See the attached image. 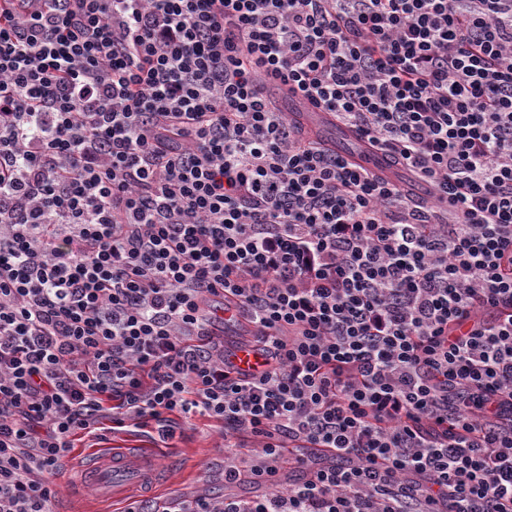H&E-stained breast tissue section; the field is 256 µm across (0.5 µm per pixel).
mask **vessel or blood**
<instances>
[{
    "instance_id": "vessel-or-blood-1",
    "label": "vessel or blood",
    "mask_w": 512,
    "mask_h": 512,
    "mask_svg": "<svg viewBox=\"0 0 512 512\" xmlns=\"http://www.w3.org/2000/svg\"><path fill=\"white\" fill-rule=\"evenodd\" d=\"M280 100L293 117L315 132L324 134L336 123L334 116L302 96L281 91ZM87 491L119 498L126 489L154 481L161 467L139 448H114L108 453H91L82 462Z\"/></svg>"
}]
</instances>
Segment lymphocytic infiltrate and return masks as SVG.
I'll return each mask as SVG.
<instances>
[{"label":"lymphocytic infiltrate","instance_id":"obj_1","mask_svg":"<svg viewBox=\"0 0 512 512\" xmlns=\"http://www.w3.org/2000/svg\"><path fill=\"white\" fill-rule=\"evenodd\" d=\"M196 415L267 490L161 512H512V0H0V512ZM268 86L280 91L279 99L286 107V112H292L290 116L295 117L306 127L318 132L319 137H322L335 125L340 132L344 133L348 137L349 140L364 146V142L359 138L358 134L348 127L336 124V119L332 114L314 106L302 96L295 95L292 92L287 91L286 87L280 83H269ZM353 142H350L348 146L344 145L342 147L349 154H353V152L358 150V145ZM363 146L359 154L354 158L367 171L378 173L384 165L383 153L380 151H369Z\"/></svg>","mask_w":512,"mask_h":512}]
</instances>
